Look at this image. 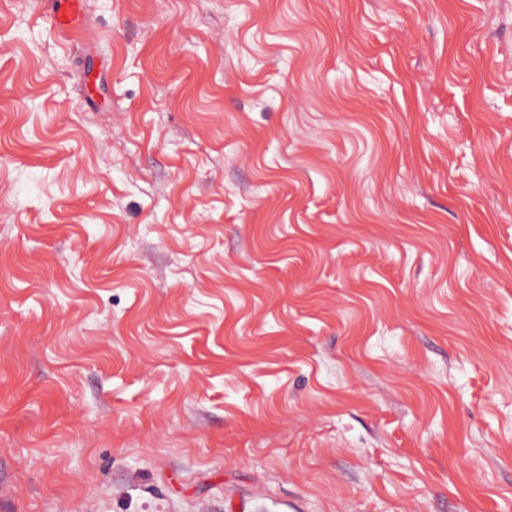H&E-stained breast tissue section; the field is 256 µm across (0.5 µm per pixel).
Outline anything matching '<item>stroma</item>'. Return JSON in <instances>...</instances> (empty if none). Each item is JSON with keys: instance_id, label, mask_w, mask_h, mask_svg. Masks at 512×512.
<instances>
[{"instance_id": "obj_1", "label": "stroma", "mask_w": 512, "mask_h": 512, "mask_svg": "<svg viewBox=\"0 0 512 512\" xmlns=\"http://www.w3.org/2000/svg\"><path fill=\"white\" fill-rule=\"evenodd\" d=\"M0 0V512H512V0ZM65 7L53 15L54 22L62 29H71L77 25L83 12L84 0H63Z\"/></svg>"}]
</instances>
